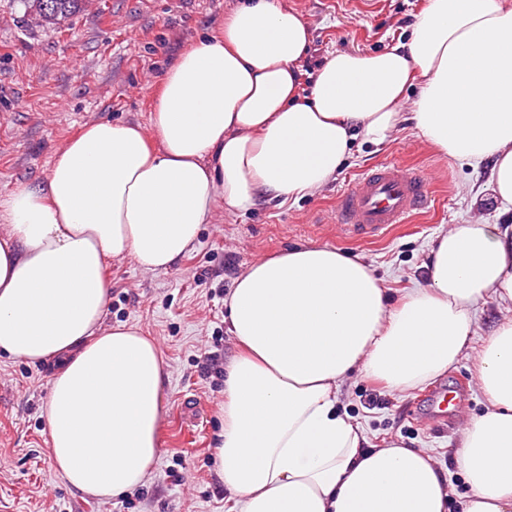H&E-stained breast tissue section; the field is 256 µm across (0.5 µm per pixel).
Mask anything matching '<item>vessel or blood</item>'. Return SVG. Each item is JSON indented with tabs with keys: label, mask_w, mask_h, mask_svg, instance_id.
I'll return each mask as SVG.
<instances>
[{
	"label": "vessel or blood",
	"mask_w": 512,
	"mask_h": 512,
	"mask_svg": "<svg viewBox=\"0 0 512 512\" xmlns=\"http://www.w3.org/2000/svg\"><path fill=\"white\" fill-rule=\"evenodd\" d=\"M429 180L420 172L387 163L362 173L338 201L336 221L355 237L383 236L393 226L426 210L431 200ZM473 384L461 379L451 386L436 387L420 412L434 428H447L460 417V407L471 395Z\"/></svg>",
	"instance_id": "1"
}]
</instances>
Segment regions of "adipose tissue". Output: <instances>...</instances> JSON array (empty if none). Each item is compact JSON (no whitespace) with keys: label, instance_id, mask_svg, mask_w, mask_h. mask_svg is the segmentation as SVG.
<instances>
[{"label":"adipose tissue","instance_id":"1","mask_svg":"<svg viewBox=\"0 0 512 512\" xmlns=\"http://www.w3.org/2000/svg\"><path fill=\"white\" fill-rule=\"evenodd\" d=\"M306 24L280 0H243L161 76L148 126L97 120L55 153L43 184L0 197V353L52 362L42 417L51 460L99 498L152 476L167 371L139 328L104 327L109 260L169 270L215 203L312 195L355 140L404 122L439 154L490 166L512 205V0H426L404 43L335 50L310 89ZM411 102V113L401 106ZM425 284L390 303L357 255L296 246L256 260L224 300L242 352L224 379L217 472L236 512H450L423 450L368 447L340 412L354 371L411 390L441 375L473 334L476 304L508 310L476 361L487 408L462 433V512H512V225L437 237Z\"/></svg>","mask_w":512,"mask_h":512}]
</instances>
